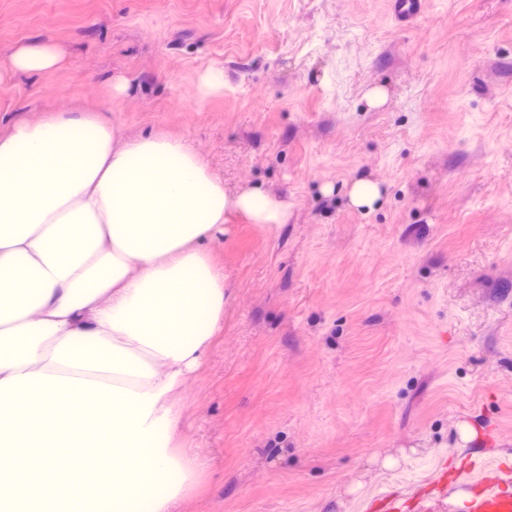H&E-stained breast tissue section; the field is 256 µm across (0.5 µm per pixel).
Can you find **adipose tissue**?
I'll return each instance as SVG.
<instances>
[{"label": "adipose tissue", "instance_id": "adipose-tissue-1", "mask_svg": "<svg viewBox=\"0 0 512 512\" xmlns=\"http://www.w3.org/2000/svg\"><path fill=\"white\" fill-rule=\"evenodd\" d=\"M59 61L34 42L10 67ZM232 211L288 221L165 134L79 111L0 135V512H174L201 468L177 391L224 320L211 245Z\"/></svg>", "mask_w": 512, "mask_h": 512}]
</instances>
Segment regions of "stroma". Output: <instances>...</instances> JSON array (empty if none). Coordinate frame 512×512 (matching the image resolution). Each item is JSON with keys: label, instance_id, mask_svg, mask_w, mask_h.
<instances>
[{"label": "stroma", "instance_id": "35a3bbf8", "mask_svg": "<svg viewBox=\"0 0 512 512\" xmlns=\"http://www.w3.org/2000/svg\"><path fill=\"white\" fill-rule=\"evenodd\" d=\"M32 41L56 70L10 69ZM78 109L288 204L212 245L224 323L177 393L203 463L177 512H466L440 475L474 465L512 492V0H425L408 32L388 0H0V133ZM198 95L202 99L224 93V77L221 74L207 71L198 76ZM381 193L379 187L368 179L359 178L352 184L349 199L356 207H371L379 200Z\"/></svg>", "mask_w": 512, "mask_h": 512}]
</instances>
